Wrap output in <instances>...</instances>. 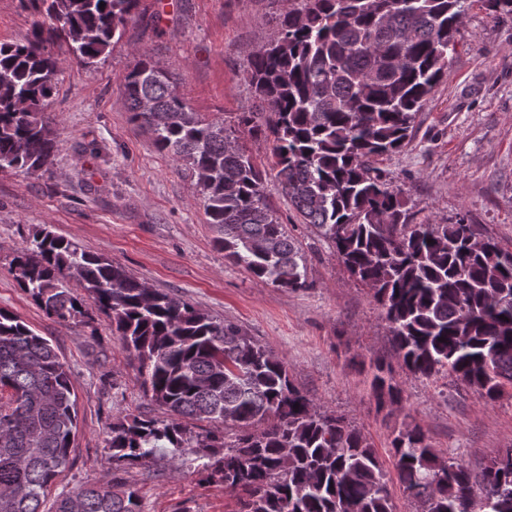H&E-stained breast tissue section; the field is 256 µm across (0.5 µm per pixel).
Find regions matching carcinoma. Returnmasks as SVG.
I'll list each match as a JSON object with an SVG mask.
<instances>
[{"instance_id":"obj_1","label":"carcinoma","mask_w":512,"mask_h":512,"mask_svg":"<svg viewBox=\"0 0 512 512\" xmlns=\"http://www.w3.org/2000/svg\"><path fill=\"white\" fill-rule=\"evenodd\" d=\"M42 20L23 43L0 44V169L53 165L44 108L57 83L50 44L91 66L137 13L140 0H28ZM279 22L246 71L267 113L282 191L303 223L370 288L397 359L421 376L455 375L493 401L512 385V251L473 224H414L374 157L399 150L416 112L445 75L467 0H303ZM130 119L156 148L194 171L224 257L285 288H305L301 249L273 217L264 172L228 147L224 124L192 111L168 72L141 53L124 75ZM13 275L49 315L89 316L73 283L111 320L143 392L167 419L126 415L108 441L116 472L47 495L70 464L77 429L71 372L49 341L0 309V512H140L120 473L195 445L203 483L220 482L239 512H392L365 435L317 411L284 362L238 325L149 288L112 260L47 229L17 251ZM445 341H439V338ZM380 400L392 379L375 374ZM235 430L226 441L189 425ZM397 478L422 512H512V450L479 475L448 463L423 432L392 440Z\"/></svg>"}]
</instances>
